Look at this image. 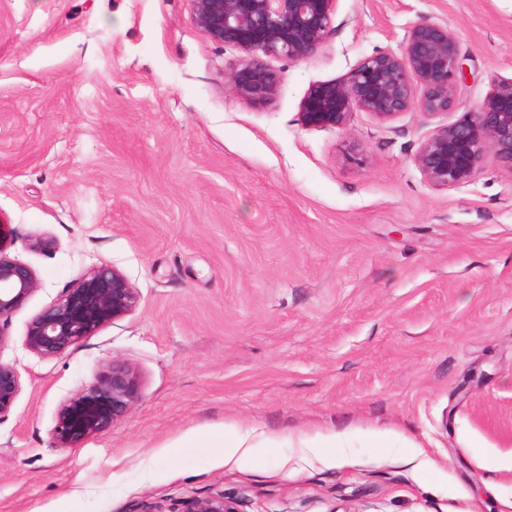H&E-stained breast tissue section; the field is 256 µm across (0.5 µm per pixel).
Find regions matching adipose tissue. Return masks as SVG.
Wrapping results in <instances>:
<instances>
[{"label":"adipose tissue","mask_w":512,"mask_h":512,"mask_svg":"<svg viewBox=\"0 0 512 512\" xmlns=\"http://www.w3.org/2000/svg\"><path fill=\"white\" fill-rule=\"evenodd\" d=\"M265 439V433L254 428H212L185 434L174 441L172 447L177 451L212 448L223 456L225 463H241L252 458Z\"/></svg>","instance_id":"obj_1"}]
</instances>
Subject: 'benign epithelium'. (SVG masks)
I'll use <instances>...</instances> for the list:
<instances>
[{"instance_id": "1", "label": "benign epithelium", "mask_w": 512, "mask_h": 512, "mask_svg": "<svg viewBox=\"0 0 512 512\" xmlns=\"http://www.w3.org/2000/svg\"><path fill=\"white\" fill-rule=\"evenodd\" d=\"M337 2L190 0L192 22L205 37L244 53L227 83L236 96L254 105L271 100L279 82L267 59L300 62L316 54L333 31ZM464 81L455 33L446 24L425 20L412 26L400 51L375 52L345 76L312 84L300 102V116L314 128L339 127L355 110L380 122L412 111L434 117L456 109ZM489 156L512 170V77L495 81L475 107L438 126L421 143L416 161L429 184L448 190L469 183ZM11 235L9 225L0 224V347L9 340V318L38 288L34 269L5 253L3 242ZM139 303V291L126 274L102 263L29 321L24 344L42 359L55 358L132 314ZM22 389L18 370L0 362V419L11 412ZM141 398L138 369L110 360L91 383L59 403L50 431L54 447L78 448L109 433ZM179 512L242 510L238 498L216 493L184 501Z\"/></svg>"}]
</instances>
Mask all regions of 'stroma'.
<instances>
[{"mask_svg":"<svg viewBox=\"0 0 512 512\" xmlns=\"http://www.w3.org/2000/svg\"><path fill=\"white\" fill-rule=\"evenodd\" d=\"M424 19L457 36V110L302 123L311 84ZM241 58L189 0H0V221L39 280L0 347L23 381L0 419V512H177L219 492L243 512H512V470L485 466L512 458V170L489 158L442 190L415 162L512 76V0H339L317 54L270 60L263 105L226 84ZM102 263L138 308L31 353L30 319ZM113 358L140 371L139 404L53 447L60 401ZM224 425L265 431L262 457L172 454ZM330 434L335 468L302 446Z\"/></svg>","mask_w":512,"mask_h":512,"instance_id":"35a3bbf8","label":"stroma"}]
</instances>
